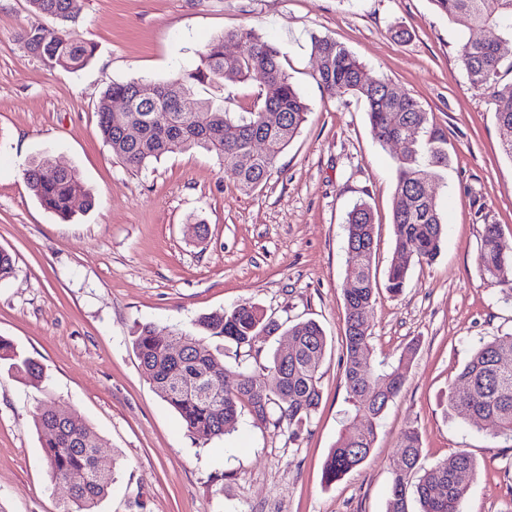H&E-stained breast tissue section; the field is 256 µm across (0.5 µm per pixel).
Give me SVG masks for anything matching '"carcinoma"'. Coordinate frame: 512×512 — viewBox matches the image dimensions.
<instances>
[{
	"instance_id": "1",
	"label": "carcinoma",
	"mask_w": 512,
	"mask_h": 512,
	"mask_svg": "<svg viewBox=\"0 0 512 512\" xmlns=\"http://www.w3.org/2000/svg\"><path fill=\"white\" fill-rule=\"evenodd\" d=\"M72 0H28L31 10L43 17L65 23L74 18L68 7ZM435 10L451 23L467 29H490L512 40V0H431ZM27 51L41 53L48 67L76 71L95 54L92 43L70 32L33 25L21 33ZM235 41L243 50L233 58L224 57V42ZM312 54L322 61L315 78L331 97L351 95L362 101L374 139L393 146L397 183L392 207L395 252L419 261H431L440 252L446 227L435 197L421 192V184L439 177L448 166L444 141L408 133L423 127L425 112L411 96L376 79L362 81L365 66L344 45L329 37H315ZM199 64L172 81L161 84L164 95L147 101L138 96L141 81L114 82L100 100L98 129L112 156L130 169H142L168 153L201 148L214 154L240 189L249 192L265 182L276 169L281 154L299 133L308 115V105L283 69L280 52L253 30L228 32L206 44L198 54ZM459 59L469 84L485 96L498 125L512 128V58L501 55L496 43L469 38L461 44ZM235 78H256L262 85V103L252 112L232 114L207 99H195L197 111L184 112L179 101L196 95L195 87L224 80V70ZM117 97L130 102L127 112L111 116L108 103ZM139 128L135 137L125 128ZM266 143L267 150L243 166L239 157L248 151L251 140ZM26 182L41 206L66 221L80 209L93 207L94 199L77 172L68 169L49 174L44 161L33 160L24 170ZM349 257L345 289L343 352L346 388L355 410L370 420V426L342 433L325 464L329 484L362 466L377 436L378 422L388 404L400 393L406 376L405 362L416 348L407 347L399 365L389 371L376 367L371 345L370 319L374 312L378 284L373 272L376 254V223L369 205L359 203L348 213L345 224ZM498 224L484 225L479 264L488 281L501 288L505 300H512V252L501 241ZM408 278V267L394 263L386 275V289L397 294ZM288 332L299 339V348L285 355L276 349L265 370L244 371L230 389L205 394L201 385L208 379L210 365L218 361V339L238 348L253 349L256 336ZM184 344L178 358L164 354L165 337L146 323L137 327L132 344L141 364L166 401L180 414L187 429L208 441L232 433L241 410L248 409L257 424H285L296 434L321 403V367L328 341L314 321L288 329L265 318L255 304L244 302L233 308L203 314L191 321V329L172 334ZM512 351V333L482 342L475 347L448 389L447 409L482 424L492 438H512V364L501 363V353ZM0 361L15 375L31 381L46 378L43 366L33 357L0 337ZM280 371L279 389L264 385V371ZM34 426L40 435L43 458L57 485H69L72 493L60 512H94L99 500L109 493L114 481L111 468L99 464L102 439L76 412L59 420L49 410L39 408ZM401 464L391 480L388 512H409L414 499L418 512H461L469 486L456 477L465 470L478 472L476 460L460 451L428 468L421 463L420 434L414 427L405 430L400 441Z\"/></svg>"
}]
</instances>
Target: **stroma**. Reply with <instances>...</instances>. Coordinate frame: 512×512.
<instances>
[{
  "label": "stroma",
  "instance_id": "35a3bbf8",
  "mask_svg": "<svg viewBox=\"0 0 512 512\" xmlns=\"http://www.w3.org/2000/svg\"><path fill=\"white\" fill-rule=\"evenodd\" d=\"M42 21L27 0H0V249L15 261L0 282V337L39 361L33 384L0 368V512H58L33 424L36 407L84 417L105 440L115 481L97 512H387L402 432L417 428L422 462L463 450L480 465L463 512H512V439H490L449 416L448 388L480 342L512 333V302L478 262L484 225L512 249V160L483 95L459 61L462 35L431 0H78L68 27L94 43L77 71L33 57L20 33ZM250 28L275 46L309 113L257 189H239L212 155L191 149L141 170L115 160L97 109L112 83H162L193 69L208 42ZM404 38H397V29ZM328 36L370 77L407 93L444 138L449 162L432 184L448 232L431 262L409 260L399 294L380 290L370 320L376 363L396 366L416 345L400 394L385 410L364 465L324 481L342 431L362 429L343 364L345 217L370 204L378 280L394 254L393 150L377 143L362 102L330 98L315 79L311 39ZM229 112L257 105L256 80L200 87ZM48 159L76 170L94 206L64 221L24 177ZM202 224L204 236L188 234ZM249 301L291 326L315 320L328 338L321 405L298 437L255 424L201 441L152 386L132 347L138 324L160 335L198 315ZM259 336L253 350L223 343L228 379L267 365L285 344Z\"/></svg>",
  "mask_w": 512,
  "mask_h": 512
}]
</instances>
